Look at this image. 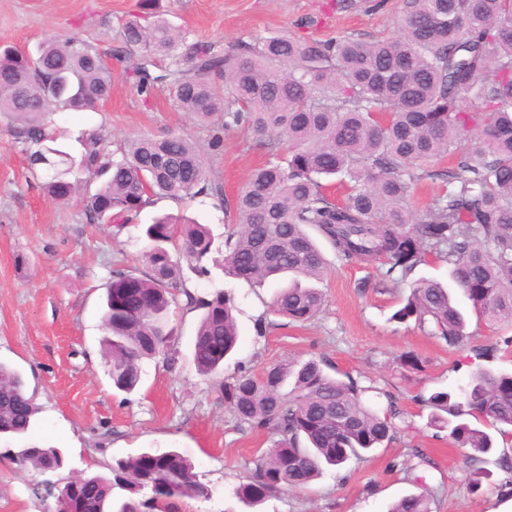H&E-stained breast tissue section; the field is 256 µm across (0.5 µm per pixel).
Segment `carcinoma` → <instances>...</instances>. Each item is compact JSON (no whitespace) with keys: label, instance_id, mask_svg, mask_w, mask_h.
Listing matches in <instances>:
<instances>
[{"label":"carcinoma","instance_id":"obj_1","mask_svg":"<svg viewBox=\"0 0 512 512\" xmlns=\"http://www.w3.org/2000/svg\"><path fill=\"white\" fill-rule=\"evenodd\" d=\"M122 34L137 51L139 92L166 84L179 109L216 125L210 147L222 145L225 132L247 129L261 137L268 161L235 198V230L224 248L203 224L157 218L145 230L148 272H114L103 329L118 390L132 392L142 360L169 350L172 306L181 296L202 311L192 350L200 374L223 373L238 344L233 297L222 289L208 297L190 292L167 248L176 241L199 277L210 275L209 261L246 281L288 276L271 309L293 322L311 320L323 305L320 289L307 285L328 267L319 236L341 258L383 261L387 276H407L428 253L445 258L451 285L410 283L394 318L432 324L431 334L450 347L468 340L453 287L479 320L512 323V0H403L398 37L376 42L342 35L323 44L280 34L242 40L226 54L209 42L187 43L189 31L149 14L125 22ZM211 74L224 76V87L208 82ZM111 92L112 67L79 40L49 39L35 57L17 47L0 52V113L15 123L31 168L50 172L43 187L51 199L66 202L79 192L73 159L49 132L51 116L93 110ZM83 146L79 166L100 180L87 196L86 221L112 225L115 236L137 223L154 196L201 195L224 206L223 185L210 179L202 149L186 136L134 138L119 159L96 134ZM445 157L448 170L430 169ZM425 177L443 185L414 212L407 201ZM335 181L345 189L341 203L327 194ZM214 252L222 259L211 258ZM221 387L238 424L276 437L236 488L247 505L305 489L323 467L396 439V412L381 416L367 407L359 380L323 356L277 363L260 377L242 373ZM457 396L464 402L448 391L418 401L432 409L430 425L465 449L475 489L495 439L460 416L505 435L512 373L482 366ZM38 413L20 372L0 363V436H24ZM11 461L42 473L64 467L60 449L37 444ZM82 487L103 491L85 512H178L179 502L208 495L192 462L174 450L117 460L109 475L66 478L57 496L71 500ZM388 512H432L431 500L406 495Z\"/></svg>","mask_w":512,"mask_h":512}]
</instances>
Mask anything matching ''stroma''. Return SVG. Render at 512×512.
Returning a JSON list of instances; mask_svg holds the SVG:
<instances>
[{
  "instance_id": "stroma-1",
  "label": "stroma",
  "mask_w": 512,
  "mask_h": 512,
  "mask_svg": "<svg viewBox=\"0 0 512 512\" xmlns=\"http://www.w3.org/2000/svg\"><path fill=\"white\" fill-rule=\"evenodd\" d=\"M157 10L193 39L233 52L239 41L288 33L326 41L350 35L364 41L396 37L402 0H352L340 9L336 0H154ZM139 0H0V45L29 52L50 38H78L101 52L112 66V96L95 112H59L51 130L58 146L73 158L83 151L82 136H104L117 154L131 138L180 134L206 145L212 126L199 123L173 103L166 86L143 97L121 54V27L138 11ZM210 177L234 198L252 171L264 164L265 150L253 133H225L221 151L204 154ZM80 196L59 203L45 195L16 143L9 117L0 114V361L19 370L39 407L29 437L0 440V512H54L55 490L47 476L18 470L9 450L28 443L63 449L60 474L77 477L108 472L115 460L146 449L176 450L189 457L208 495L187 499L179 512H387L410 493L427 492L432 512H491L506 499L511 479L497 457L512 456V434L497 437L496 451L485 459L487 472L478 489L468 485L463 451L430 427V408L418 395L457 391L480 361L475 345L494 346L489 367L512 372V324L488 325L469 318L468 345L451 347L431 336L429 326L394 314L409 294L401 278L382 280L381 261H343L326 249V277L318 287L324 304L314 320L299 324L274 316L270 303L276 283L262 285L224 275H195L180 262L187 288L208 296L221 288L235 298L239 346L224 364V377L240 369L265 367L313 357L329 358L360 380L367 406H395L398 434L387 447L361 459L325 468L308 489L286 490L256 506L234 493L247 481L258 452L274 437L241 427L224 404L219 380L203 376L192 360V342L200 313L177 307L171 357L143 361L141 381L129 393L116 389L102 352V305L112 272L146 271L145 224L155 216H186L229 234L231 216L199 196L182 201L153 198L139 224L113 234L111 225L87 223L83 196L95 192L97 179L79 172ZM416 355L420 369L401 357ZM421 449L431 466L408 471L412 449Z\"/></svg>"
}]
</instances>
